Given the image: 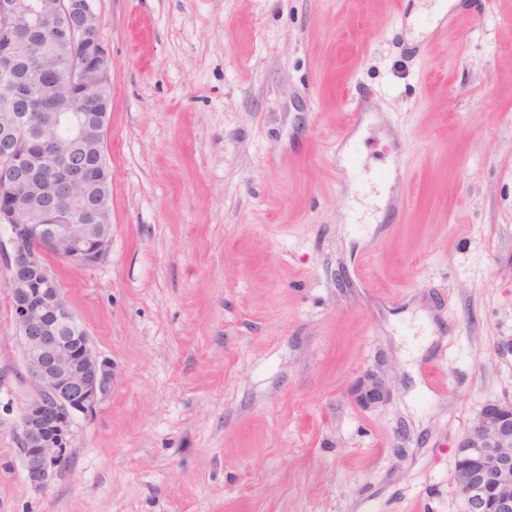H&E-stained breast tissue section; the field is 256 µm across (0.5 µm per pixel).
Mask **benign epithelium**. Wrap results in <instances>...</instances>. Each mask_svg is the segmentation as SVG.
Masks as SVG:
<instances>
[{
    "mask_svg": "<svg viewBox=\"0 0 512 512\" xmlns=\"http://www.w3.org/2000/svg\"><path fill=\"white\" fill-rule=\"evenodd\" d=\"M96 0H0V90L10 87L25 37L44 30L65 51L30 57L32 68L52 72L51 90L103 103L111 85L112 55L100 34ZM107 108L94 118L54 112L29 130L39 151L17 153L0 139V223L10 228L8 291L12 326L26 362L32 397L18 432L24 475L43 489L67 458L77 415H91L112 388V369L100 358L86 328L47 265L51 253L75 270L103 262L112 244L107 203L86 195V164L79 146L100 142ZM65 186L68 206L53 207ZM357 403L377 407L390 398L384 379L366 376L352 389ZM457 495L465 512H512V403H487L457 444Z\"/></svg>",
    "mask_w": 512,
    "mask_h": 512,
    "instance_id": "1",
    "label": "benign epithelium"
}]
</instances>
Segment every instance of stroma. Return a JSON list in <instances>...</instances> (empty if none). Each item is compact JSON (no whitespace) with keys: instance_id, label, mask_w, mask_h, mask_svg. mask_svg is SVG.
<instances>
[{"instance_id":"35a3bbf8","label":"stroma","mask_w":512,"mask_h":512,"mask_svg":"<svg viewBox=\"0 0 512 512\" xmlns=\"http://www.w3.org/2000/svg\"><path fill=\"white\" fill-rule=\"evenodd\" d=\"M426 3L96 0L112 245L49 265L112 388L32 488L1 254L0 512H464L512 402V0ZM390 394L385 380L373 375L360 379L352 389L356 402L366 407H377L386 403ZM457 495L465 512H512V403L488 402L457 444Z\"/></svg>"}]
</instances>
